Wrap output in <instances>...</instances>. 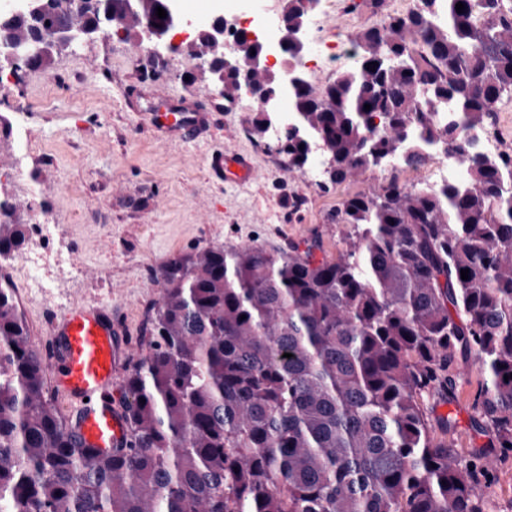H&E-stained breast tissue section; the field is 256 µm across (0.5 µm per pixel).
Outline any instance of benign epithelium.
Returning <instances> with one entry per match:
<instances>
[{
    "instance_id": "1",
    "label": "benign epithelium",
    "mask_w": 512,
    "mask_h": 512,
    "mask_svg": "<svg viewBox=\"0 0 512 512\" xmlns=\"http://www.w3.org/2000/svg\"><path fill=\"white\" fill-rule=\"evenodd\" d=\"M160 7L167 16L158 23L153 19V0H124L123 10L119 13L113 12L109 3L103 0L93 22L87 26H74L67 22L44 26L40 22L43 0H0V29L18 23L34 29V34L28 39L6 38L0 41V76L5 74L17 82L23 70L32 69L79 42L108 41L115 37L123 40L133 29L150 56L156 58L166 52L186 50L198 57L199 63L194 71L208 79L220 98L224 97L225 79L233 77V94L227 98L224 110H231L243 92L259 99L267 118L257 133L258 137H266L274 126L279 127L283 134L294 125V116L285 121L281 113L289 111L288 89L295 90L310 84L308 72L293 61L287 62L285 76L277 81L276 89L262 85L259 77L269 73L271 52L284 57L303 54L307 46L305 22L290 24L285 18H280L276 47L272 48L261 44L253 31L237 27L233 19L217 17L203 29L205 45L203 50L196 51L193 44L184 43L181 30L195 28L197 24L181 14L178 0H165ZM254 46L257 47L255 51L252 50Z\"/></svg>"
}]
</instances>
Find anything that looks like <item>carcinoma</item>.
<instances>
[{
	"mask_svg": "<svg viewBox=\"0 0 512 512\" xmlns=\"http://www.w3.org/2000/svg\"><path fill=\"white\" fill-rule=\"evenodd\" d=\"M366 6L379 20L354 39L358 69L288 93V165L324 141L339 184L415 169L424 144L469 179L409 186L390 170L336 209L357 233L335 258L297 244L169 258L123 380L125 444L108 455L48 397L1 281L0 512H485L477 476L512 451V153L479 137L512 103V0ZM1 211L6 257L27 228L9 200ZM471 358L472 427L493 438L464 458L435 438L423 396L452 399Z\"/></svg>",
	"mask_w": 512,
	"mask_h": 512,
	"instance_id": "1",
	"label": "carcinoma"
}]
</instances>
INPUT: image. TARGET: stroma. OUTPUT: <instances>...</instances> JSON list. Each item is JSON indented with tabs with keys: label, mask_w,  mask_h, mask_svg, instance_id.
<instances>
[{
	"label": "stroma",
	"mask_w": 512,
	"mask_h": 512,
	"mask_svg": "<svg viewBox=\"0 0 512 512\" xmlns=\"http://www.w3.org/2000/svg\"><path fill=\"white\" fill-rule=\"evenodd\" d=\"M348 5L321 0L325 38L350 41L375 22L370 10ZM125 46L84 44L55 56L53 79L32 69L20 82L0 83V197L14 204L15 222L55 227L36 281L8 277L34 346L48 340L51 313L83 304L120 316L134 358L161 295L155 272L170 256L246 244L273 252L292 242L337 256L354 231L330 218L346 196L368 189L367 171L338 186L307 181L251 134L246 99L228 112L201 81H185L191 55L169 53L154 65L129 57ZM176 101L207 117L202 132L180 136L156 123ZM223 152L248 157L255 179L225 180L212 165ZM24 155L32 162L21 172ZM459 372L452 401L430 396L425 405L430 421L455 420L447 440L467 456L489 438L471 428L479 368L471 362ZM481 490L486 512H512L511 453L497 457Z\"/></svg>",
	"instance_id": "obj_1"
}]
</instances>
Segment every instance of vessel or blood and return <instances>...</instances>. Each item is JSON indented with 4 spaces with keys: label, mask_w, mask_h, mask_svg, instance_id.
Segmentation results:
<instances>
[{
    "label": "vessel or blood",
    "mask_w": 512,
    "mask_h": 512,
    "mask_svg": "<svg viewBox=\"0 0 512 512\" xmlns=\"http://www.w3.org/2000/svg\"><path fill=\"white\" fill-rule=\"evenodd\" d=\"M165 127L184 134L195 130L198 114L174 106L160 114ZM224 174L246 181L254 167L244 156L224 157ZM122 326L111 313L76 305L56 316L52 333L39 352L53 372V383L73 408L71 424L83 443L101 453L124 441V419L112 402L121 383Z\"/></svg>",
    "instance_id": "obj_1"
}]
</instances>
